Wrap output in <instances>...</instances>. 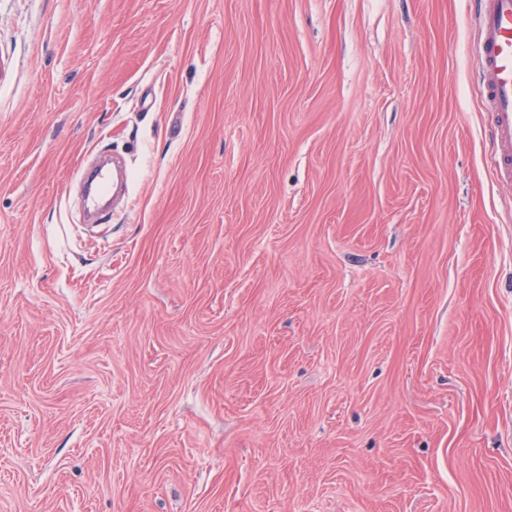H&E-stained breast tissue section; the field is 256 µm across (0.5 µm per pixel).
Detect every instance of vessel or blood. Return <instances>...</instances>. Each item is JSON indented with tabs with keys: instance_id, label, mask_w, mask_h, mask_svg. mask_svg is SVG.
<instances>
[{
	"instance_id": "b4317fda",
	"label": "vessel or blood",
	"mask_w": 512,
	"mask_h": 512,
	"mask_svg": "<svg viewBox=\"0 0 512 512\" xmlns=\"http://www.w3.org/2000/svg\"><path fill=\"white\" fill-rule=\"evenodd\" d=\"M478 22L493 169L500 183L512 187V0H478Z\"/></svg>"
}]
</instances>
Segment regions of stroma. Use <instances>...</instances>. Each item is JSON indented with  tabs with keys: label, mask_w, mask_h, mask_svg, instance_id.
<instances>
[{
	"label": "stroma",
	"mask_w": 512,
	"mask_h": 512,
	"mask_svg": "<svg viewBox=\"0 0 512 512\" xmlns=\"http://www.w3.org/2000/svg\"><path fill=\"white\" fill-rule=\"evenodd\" d=\"M476 11L0 0V512H512Z\"/></svg>",
	"instance_id": "35a3bbf8"
}]
</instances>
